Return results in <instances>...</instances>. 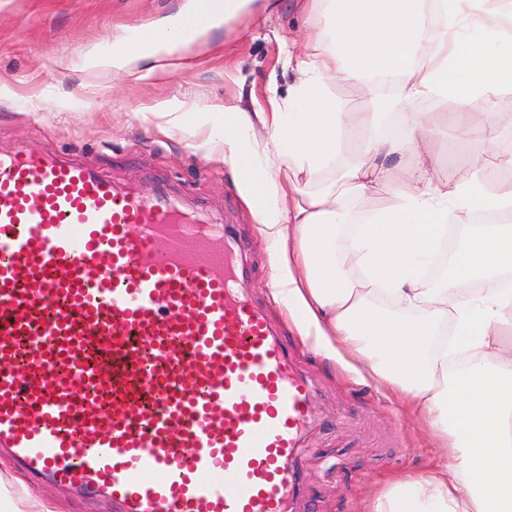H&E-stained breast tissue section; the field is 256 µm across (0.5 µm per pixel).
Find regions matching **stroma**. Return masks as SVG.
<instances>
[{
	"mask_svg": "<svg viewBox=\"0 0 512 512\" xmlns=\"http://www.w3.org/2000/svg\"><path fill=\"white\" fill-rule=\"evenodd\" d=\"M302 0H276L271 12L236 24L156 59L122 70L88 69V52H105L127 30L165 25L188 0H0V152L50 150L91 163L101 174L136 179L143 194L165 185L178 198L228 218L255 269V298L270 306L292 350L315 379L325 423L300 457L304 476L299 512H366L374 490L396 472L416 474L434 455L426 424L371 379L349 376L317 356L273 305L266 287L270 260L255 219L235 180L217 158L205 157L193 113L241 101L248 110L270 95L284 98L296 75L283 44L316 34L300 14ZM176 102L186 120L163 109ZM453 104H427L436 134L419 157L388 159L391 176L403 166L433 165L440 178L467 181L490 154L512 144V92L496 97L499 145L460 144L448 129Z\"/></svg>",
	"mask_w": 512,
	"mask_h": 512,
	"instance_id": "1",
	"label": "stroma"
}]
</instances>
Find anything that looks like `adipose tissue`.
I'll list each match as a JSON object with an SVG mask.
<instances>
[{"instance_id":"obj_1","label":"adipose tissue","mask_w":512,"mask_h":512,"mask_svg":"<svg viewBox=\"0 0 512 512\" xmlns=\"http://www.w3.org/2000/svg\"><path fill=\"white\" fill-rule=\"evenodd\" d=\"M322 34L287 53L298 78L264 112L237 104L195 113L204 152L218 156L253 212L271 259L269 287L299 336L326 359L369 376L424 418L438 456L423 475L397 474L370 512H512V158L451 184L408 171L348 234L357 201L389 183L388 157L434 133L415 106L453 100L462 141L495 145V122L472 125L512 90V0H306ZM362 83L367 109L331 84ZM402 115L403 135L380 125ZM360 157L338 183L304 191L344 141ZM506 216L479 224L480 214Z\"/></svg>"}]
</instances>
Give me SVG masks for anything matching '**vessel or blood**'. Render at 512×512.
<instances>
[{
  "mask_svg": "<svg viewBox=\"0 0 512 512\" xmlns=\"http://www.w3.org/2000/svg\"><path fill=\"white\" fill-rule=\"evenodd\" d=\"M233 225L0 153V452L115 512H294L317 387Z\"/></svg>",
  "mask_w": 512,
  "mask_h": 512,
  "instance_id": "1",
  "label": "vessel or blood"
}]
</instances>
